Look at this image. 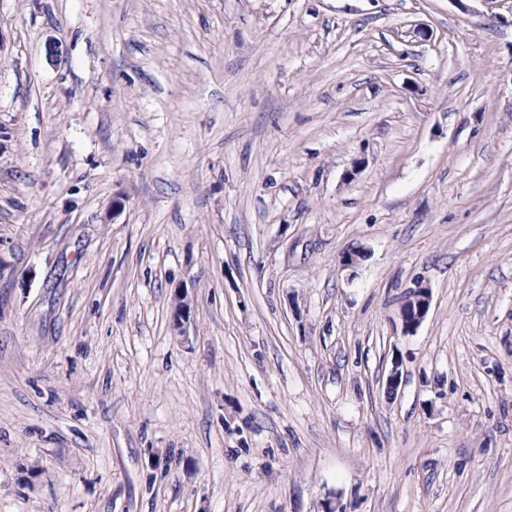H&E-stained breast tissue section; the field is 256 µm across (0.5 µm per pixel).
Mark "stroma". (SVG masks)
<instances>
[{"instance_id": "35a3bbf8", "label": "stroma", "mask_w": 512, "mask_h": 512, "mask_svg": "<svg viewBox=\"0 0 512 512\" xmlns=\"http://www.w3.org/2000/svg\"><path fill=\"white\" fill-rule=\"evenodd\" d=\"M327 498L512 512V0H0V512ZM411 302L406 309L401 308L400 317L404 333L413 332L426 318L430 309V294L426 287L418 286L412 291L409 299ZM173 300V326L175 329L182 331L184 325L191 319V314L194 310L193 301L189 298L185 288H175Z\"/></svg>"}]
</instances>
